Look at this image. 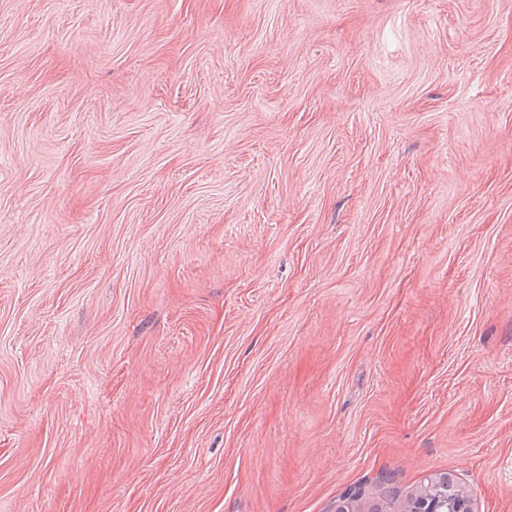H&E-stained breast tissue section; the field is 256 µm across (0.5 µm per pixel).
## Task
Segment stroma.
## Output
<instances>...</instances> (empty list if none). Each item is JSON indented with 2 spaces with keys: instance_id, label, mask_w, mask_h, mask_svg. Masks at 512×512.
Instances as JSON below:
<instances>
[{
  "instance_id": "35a3bbf8",
  "label": "stroma",
  "mask_w": 512,
  "mask_h": 512,
  "mask_svg": "<svg viewBox=\"0 0 512 512\" xmlns=\"http://www.w3.org/2000/svg\"><path fill=\"white\" fill-rule=\"evenodd\" d=\"M512 512V0H0V512ZM411 512H474L471 502L466 495H460L455 498H444L440 501L438 498L420 497L415 501Z\"/></svg>"
}]
</instances>
